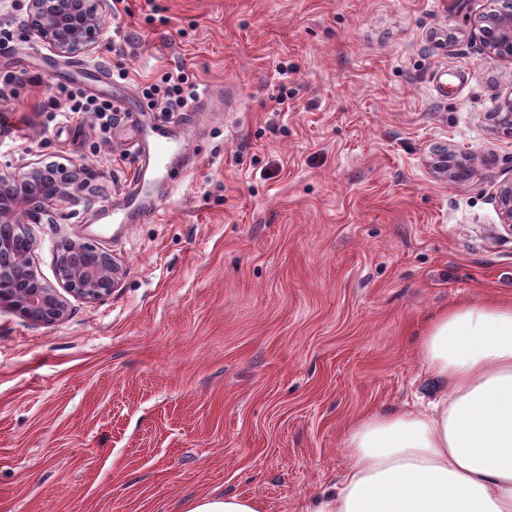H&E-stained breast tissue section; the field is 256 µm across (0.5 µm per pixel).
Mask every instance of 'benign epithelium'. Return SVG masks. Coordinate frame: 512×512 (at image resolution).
Returning a JSON list of instances; mask_svg holds the SVG:
<instances>
[{
	"instance_id": "7a95c632",
	"label": "benign epithelium",
	"mask_w": 512,
	"mask_h": 512,
	"mask_svg": "<svg viewBox=\"0 0 512 512\" xmlns=\"http://www.w3.org/2000/svg\"><path fill=\"white\" fill-rule=\"evenodd\" d=\"M110 0H27L30 32L60 56L88 54L100 41L103 19ZM483 46L492 59H512V0L480 20ZM490 116L498 128L512 134V98L502 111ZM432 167L446 179L466 183L477 173L475 158L445 148L433 155ZM100 173L85 164L65 165L39 160L19 171L0 165V223L13 225L0 234V307L20 314L31 323L53 325L68 317L69 298L88 302L112 294L119 268L112 255L79 238L67 240L68 250L55 256L59 287L44 283L35 268L36 244L31 224H53L58 211L97 202ZM496 200L504 226L512 230V181L496 188Z\"/></svg>"
}]
</instances>
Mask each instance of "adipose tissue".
<instances>
[{
	"label": "adipose tissue",
	"mask_w": 512,
	"mask_h": 512,
	"mask_svg": "<svg viewBox=\"0 0 512 512\" xmlns=\"http://www.w3.org/2000/svg\"><path fill=\"white\" fill-rule=\"evenodd\" d=\"M419 351L432 398L355 422L341 476L306 512H512V303L470 302L438 314ZM183 512L263 505L203 494Z\"/></svg>",
	"instance_id": "obj_1"
}]
</instances>
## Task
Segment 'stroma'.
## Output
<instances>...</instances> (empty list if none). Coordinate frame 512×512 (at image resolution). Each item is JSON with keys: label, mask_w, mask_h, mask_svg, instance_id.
Wrapping results in <instances>:
<instances>
[{"label": "stroma", "mask_w": 512, "mask_h": 512, "mask_svg": "<svg viewBox=\"0 0 512 512\" xmlns=\"http://www.w3.org/2000/svg\"><path fill=\"white\" fill-rule=\"evenodd\" d=\"M495 8L127 0L91 53L62 57L0 0V162L104 174L92 208L31 225L37 271L56 284L73 234L122 269L59 324L0 308V512H182L205 493L303 512L358 418L426 393L432 318L512 302L495 201L512 137L485 118L512 98V59L477 27ZM176 68L223 88V111L172 113L185 150L153 188L158 218L97 223L134 174L135 126L161 118L142 86ZM63 91L131 109L102 130L53 108ZM443 145L476 157L469 183L433 173Z\"/></svg>", "instance_id": "stroma-1"}]
</instances>
